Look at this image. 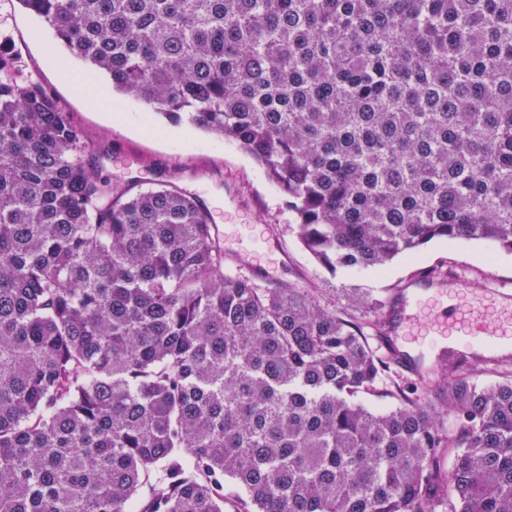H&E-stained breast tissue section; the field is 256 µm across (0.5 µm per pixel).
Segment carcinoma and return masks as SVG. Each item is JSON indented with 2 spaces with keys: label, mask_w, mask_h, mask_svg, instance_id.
<instances>
[{
  "label": "carcinoma",
  "mask_w": 512,
  "mask_h": 512,
  "mask_svg": "<svg viewBox=\"0 0 512 512\" xmlns=\"http://www.w3.org/2000/svg\"><path fill=\"white\" fill-rule=\"evenodd\" d=\"M112 89L237 144L332 273L512 253V0H19ZM0 79V512H512V376L389 378L375 321L224 273ZM372 396L378 405L370 406Z\"/></svg>",
  "instance_id": "obj_1"
}]
</instances>
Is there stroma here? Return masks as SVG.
Returning <instances> with one entry per match:
<instances>
[{"instance_id":"stroma-1","label":"stroma","mask_w":512,"mask_h":512,"mask_svg":"<svg viewBox=\"0 0 512 512\" xmlns=\"http://www.w3.org/2000/svg\"><path fill=\"white\" fill-rule=\"evenodd\" d=\"M0 41L13 58L7 77L39 84L69 113L92 146L84 162L98 176L142 189L174 186L197 197L214 224L263 226L264 238L244 230L225 241V270L255 275L263 287L308 288L322 306L346 312L357 291L401 307L421 271L456 277L471 288L512 290V254L484 241H435L417 258H396L379 273L331 274L298 239L279 188L236 144L187 120L155 115L146 105L113 93L106 78L87 81L83 63L19 0H0ZM257 260L268 273L255 274Z\"/></svg>"}]
</instances>
